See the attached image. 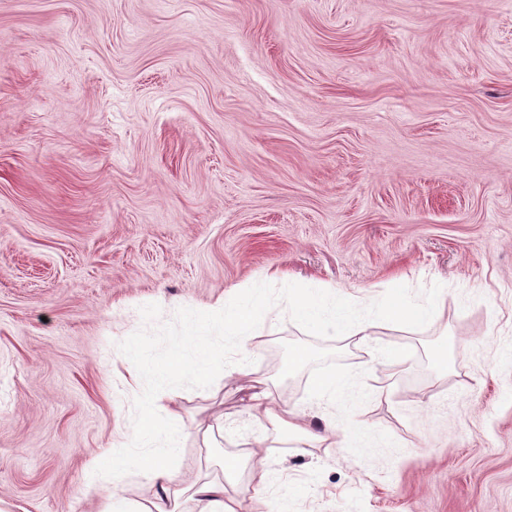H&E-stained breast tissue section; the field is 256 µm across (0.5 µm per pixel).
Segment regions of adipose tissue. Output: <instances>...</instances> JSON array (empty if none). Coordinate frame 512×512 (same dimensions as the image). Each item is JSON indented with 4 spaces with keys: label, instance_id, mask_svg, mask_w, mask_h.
I'll return each mask as SVG.
<instances>
[{
    "label": "adipose tissue",
    "instance_id": "ef3b65f1",
    "mask_svg": "<svg viewBox=\"0 0 512 512\" xmlns=\"http://www.w3.org/2000/svg\"><path fill=\"white\" fill-rule=\"evenodd\" d=\"M296 313L315 332L333 330L336 335L354 337L361 341L370 340L377 326L376 321L356 320L355 300L346 298L337 307H327L324 288L298 285L291 291ZM254 421H269L289 435L298 437L313 445L330 441L336 435V424L329 414L320 412L310 416L305 411L278 404L274 395L261 384H254L250 396ZM180 438L179 430L170 428L163 433H147L142 437L143 444L163 443L164 449L159 462L145 467L148 478L157 488V500L148 512H169L168 491L176 479L174 463Z\"/></svg>",
    "mask_w": 512,
    "mask_h": 512
}]
</instances>
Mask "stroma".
I'll list each match as a JSON object with an SVG mask.
<instances>
[{
	"label": "stroma",
	"instance_id": "35a3bbf8",
	"mask_svg": "<svg viewBox=\"0 0 512 512\" xmlns=\"http://www.w3.org/2000/svg\"><path fill=\"white\" fill-rule=\"evenodd\" d=\"M274 269L435 310L362 345L276 306L176 392L178 512L228 458L238 512H512V0H0V512L149 506L84 492L133 436L118 342ZM339 374L360 439L252 419V379L306 409Z\"/></svg>",
	"mask_w": 512,
	"mask_h": 512
}]
</instances>
